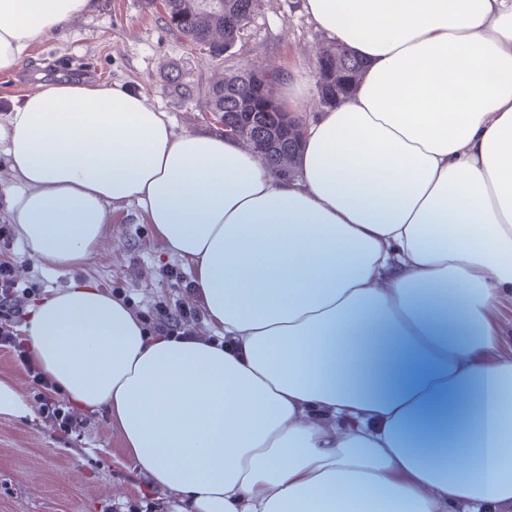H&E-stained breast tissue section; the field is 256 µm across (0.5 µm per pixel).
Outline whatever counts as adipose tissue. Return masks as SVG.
Segmentation results:
<instances>
[{
    "mask_svg": "<svg viewBox=\"0 0 512 512\" xmlns=\"http://www.w3.org/2000/svg\"><path fill=\"white\" fill-rule=\"evenodd\" d=\"M90 6L0 0V73ZM302 6L366 68L307 122L296 179L84 79L39 83L0 122L34 255L81 263L110 205L136 203L224 328L153 337L75 283L39 303L30 347L189 512H512V356L491 318L512 294V0ZM374 329L405 345L384 395ZM409 421L453 431L420 448Z\"/></svg>",
    "mask_w": 512,
    "mask_h": 512,
    "instance_id": "adipose-tissue-1",
    "label": "adipose tissue"
}]
</instances>
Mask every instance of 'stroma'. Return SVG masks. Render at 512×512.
Masks as SVG:
<instances>
[{"label":"stroma","instance_id":"1","mask_svg":"<svg viewBox=\"0 0 512 512\" xmlns=\"http://www.w3.org/2000/svg\"><path fill=\"white\" fill-rule=\"evenodd\" d=\"M158 15V10L144 8L142 0H95L92 10L62 33L33 45L19 71L0 74V120L37 83L81 77L143 95L165 113L175 133H211L217 123L204 98L184 102L173 96L167 87L170 71L178 70L184 82L200 86L256 66L286 72L307 85L308 114L322 110L313 92L315 54L327 37L303 13L301 0H261L245 38L217 60L181 44ZM109 210V222L84 263L50 266L25 242H17L23 274L39 275L44 282L24 298V307L47 299L53 282L62 278L109 288L142 309L157 303L171 309L198 303L192 263L163 247L144 209L121 203ZM171 267L180 270V278L166 277ZM0 375L12 380L31 410L24 417L0 415V512H112L125 506L138 512L145 500L174 507L176 493L153 487L138 470L105 411L88 412L83 440L57 435L43 422L23 368L2 353Z\"/></svg>","mask_w":512,"mask_h":512}]
</instances>
